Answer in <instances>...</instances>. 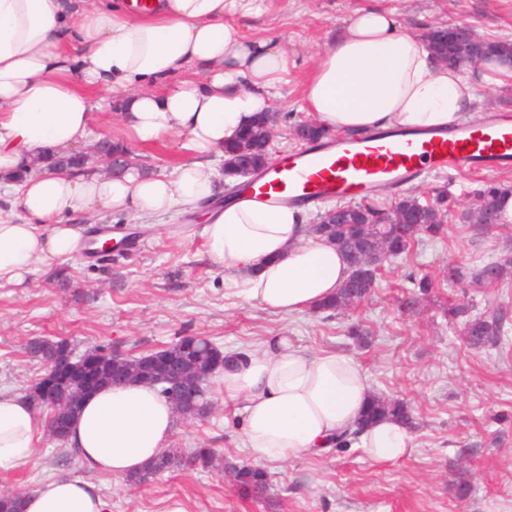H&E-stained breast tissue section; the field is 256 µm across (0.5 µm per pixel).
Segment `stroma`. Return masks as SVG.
Wrapping results in <instances>:
<instances>
[{
    "mask_svg": "<svg viewBox=\"0 0 512 512\" xmlns=\"http://www.w3.org/2000/svg\"><path fill=\"white\" fill-rule=\"evenodd\" d=\"M377 3L417 34L467 22L487 38L512 40V0H282L277 13L240 19L239 27L254 37L285 38L298 60L273 99L283 128L305 116L301 76L317 52L355 11ZM89 137L123 142L137 163L165 174L191 157L183 138L140 144L127 139L117 121H94ZM510 183L512 167L432 172L402 189L373 193L374 201L391 204L408 194L425 200L444 188L456 206L443 240L386 262L371 297L332 316L281 317L225 296L223 272L203 256L196 212L176 209L142 224L118 212L84 219L85 230L100 226L127 244L114 249L108 263L82 252L58 262L66 280L38 270L24 286L0 287L1 389L25 391L45 375L44 365L25 351L33 338L68 340L79 354L104 347L137 356L180 336H203L234 352L257 350L266 336L285 334L314 352L351 355L375 395L405 402L415 420L414 450L387 465L355 446L271 463L264 467L268 492L255 500L238 492L227 471L249 457L231 408L219 400L206 418L178 419L169 441L186 457L200 447L217 449L219 461L210 471L183 468L136 487L112 473L89 475L80 463L62 462L59 441L48 437L27 466L0 470V493H26L49 477L69 475L90 477L109 512H163L171 497L187 512H512V341L471 347L462 320L448 314L449 305L464 300L474 314H503L512 330V272L493 288L474 279L484 263L512 257V223L488 230L463 219L475 192ZM450 266L459 269L460 281L447 280ZM426 275L436 288L403 309L413 281ZM355 325L366 337L352 335ZM463 483L471 487L465 498L458 494Z\"/></svg>",
    "mask_w": 512,
    "mask_h": 512,
    "instance_id": "stroma-1",
    "label": "stroma"
}]
</instances>
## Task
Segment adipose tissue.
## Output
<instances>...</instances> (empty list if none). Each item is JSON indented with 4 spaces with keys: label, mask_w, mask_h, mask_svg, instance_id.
I'll list each match as a JSON object with an SVG mask.
<instances>
[{
    "label": "adipose tissue",
    "mask_w": 512,
    "mask_h": 512,
    "mask_svg": "<svg viewBox=\"0 0 512 512\" xmlns=\"http://www.w3.org/2000/svg\"><path fill=\"white\" fill-rule=\"evenodd\" d=\"M135 16L128 0H0V178L27 176L15 200L27 223L0 220V286H23L37 268L81 248L68 216L123 212L143 220L176 208L206 213L209 261L228 294L279 315L313 309L335 294L348 271L342 253L312 234L303 209L244 202L216 204L213 153L272 105L297 61L283 42L245 37L235 18L270 12L274 0H152ZM479 80L441 64L393 10H357L316 58L302 94L327 130L364 134L402 127L430 130L478 111L476 83L512 85V66L482 64ZM119 101L128 135L143 143L186 137L191 160L172 174L133 167L113 175L93 162L47 168L44 152L92 154L89 128L99 93ZM217 396L241 418L255 463L330 450L354 429L373 396L351 356L312 352L288 337H267L244 366L224 371ZM176 414L156 387L106 385L87 397L71 424L70 449L90 471H141L164 452ZM44 423L25 394L0 390V470L26 466ZM358 444L379 464L411 455L413 436L395 419L376 421ZM21 512H107L89 481L57 476L23 495Z\"/></svg>",
    "instance_id": "adipose-tissue-1"
}]
</instances>
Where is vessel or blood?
<instances>
[{
    "mask_svg": "<svg viewBox=\"0 0 512 512\" xmlns=\"http://www.w3.org/2000/svg\"><path fill=\"white\" fill-rule=\"evenodd\" d=\"M512 166V115L475 119L421 133L379 132L336 140L276 158L247 183L241 200L311 207L397 189L428 172L494 170Z\"/></svg>",
    "mask_w": 512,
    "mask_h": 512,
    "instance_id": "1",
    "label": "vessel or blood"
}]
</instances>
